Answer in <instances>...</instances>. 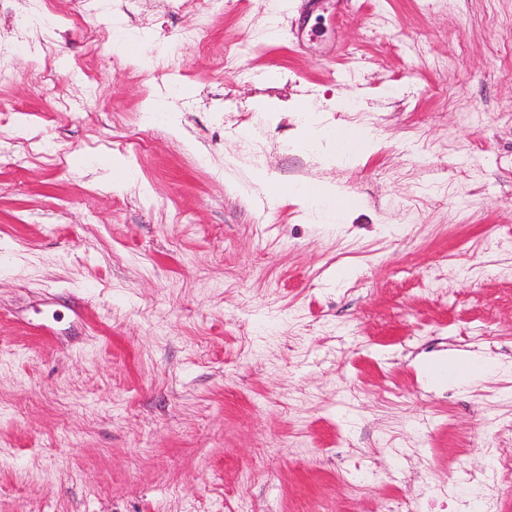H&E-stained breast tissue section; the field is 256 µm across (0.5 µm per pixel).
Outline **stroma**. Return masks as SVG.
Listing matches in <instances>:
<instances>
[{"label":"stroma","instance_id":"obj_1","mask_svg":"<svg viewBox=\"0 0 512 512\" xmlns=\"http://www.w3.org/2000/svg\"><path fill=\"white\" fill-rule=\"evenodd\" d=\"M172 2L0 0V512H512V0ZM303 133L294 146L308 152H321L338 163H351L377 142L369 128L361 126L326 127L307 105L301 107ZM253 180L264 186V189L273 197H295L304 202L310 210L313 222L336 228L347 221L348 216L356 210L359 200L350 194L339 191L336 186L329 183L313 181H294L289 183H270L266 174L258 171ZM282 184H288L285 192L277 188ZM502 370H505L502 364L485 356L449 353L448 361L440 360L427 364L425 377L429 384L436 386L453 384L458 388H467Z\"/></svg>","mask_w":512,"mask_h":512}]
</instances>
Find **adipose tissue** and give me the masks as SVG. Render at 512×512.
<instances>
[{
  "label": "adipose tissue",
  "instance_id": "1",
  "mask_svg": "<svg viewBox=\"0 0 512 512\" xmlns=\"http://www.w3.org/2000/svg\"><path fill=\"white\" fill-rule=\"evenodd\" d=\"M302 117L303 133L296 140V147L322 153L336 162H353L377 142V136L371 129L361 126L326 127L321 125L314 112L307 109L303 110ZM253 179L263 185L271 196L284 193L301 200L308 206L314 223L329 228L345 223L359 206L355 196L339 191L329 183L294 181L289 183L287 191L282 192L276 184L269 182L263 172H256ZM502 369V364L485 356L452 354L448 359L427 364L425 377L428 383L436 386L452 384L467 388Z\"/></svg>",
  "mask_w": 512,
  "mask_h": 512
}]
</instances>
